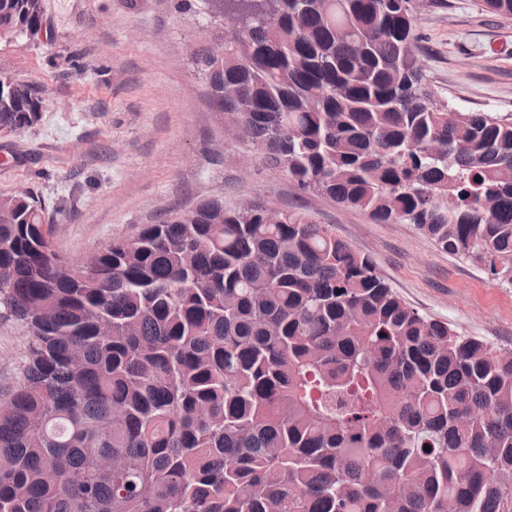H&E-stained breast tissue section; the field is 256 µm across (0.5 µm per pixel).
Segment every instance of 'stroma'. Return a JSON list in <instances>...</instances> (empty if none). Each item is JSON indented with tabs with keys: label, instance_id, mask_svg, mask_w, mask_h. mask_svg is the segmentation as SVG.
<instances>
[{
	"label": "stroma",
	"instance_id": "1",
	"mask_svg": "<svg viewBox=\"0 0 512 512\" xmlns=\"http://www.w3.org/2000/svg\"><path fill=\"white\" fill-rule=\"evenodd\" d=\"M53 40H0V70L35 86L38 125L0 134V195L45 204L57 251L91 256L205 200L307 211L369 255L411 307L512 350V287L411 224L299 191L260 148L228 132L192 60L210 25L188 0H43ZM419 61L455 111L512 115V18L483 0H422ZM29 333L0 316V395L19 383Z\"/></svg>",
	"mask_w": 512,
	"mask_h": 512
}]
</instances>
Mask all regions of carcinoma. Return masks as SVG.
I'll use <instances>...</instances> for the list:
<instances>
[{
  "label": "carcinoma",
  "instance_id": "cac0c4a2",
  "mask_svg": "<svg viewBox=\"0 0 512 512\" xmlns=\"http://www.w3.org/2000/svg\"><path fill=\"white\" fill-rule=\"evenodd\" d=\"M198 6L197 71L270 165L512 285V117L438 103L415 0H224L228 40ZM43 25L0 0V39ZM45 224L0 196V310L30 335L0 512H512V351L408 306L331 225L208 200L89 270Z\"/></svg>",
  "mask_w": 512,
  "mask_h": 512
}]
</instances>
